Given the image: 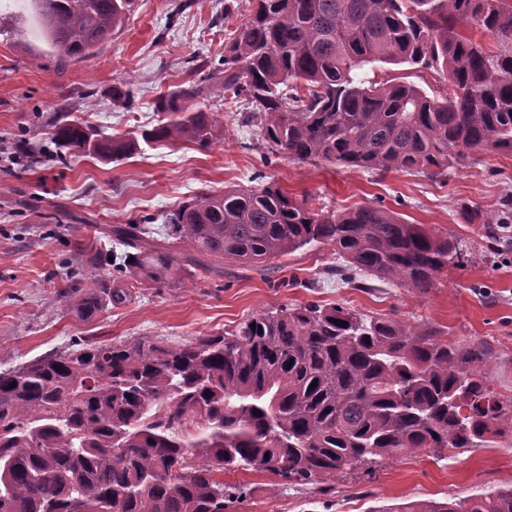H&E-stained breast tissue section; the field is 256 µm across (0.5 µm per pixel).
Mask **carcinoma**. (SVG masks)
Masks as SVG:
<instances>
[{"instance_id": "cac0c4a2", "label": "carcinoma", "mask_w": 512, "mask_h": 512, "mask_svg": "<svg viewBox=\"0 0 512 512\" xmlns=\"http://www.w3.org/2000/svg\"><path fill=\"white\" fill-rule=\"evenodd\" d=\"M132 0H34L63 60L98 54ZM224 44V67L194 65L198 80L155 102L169 119L140 136L93 138L58 117L57 150L110 162L139 142L212 145L219 116L191 110L204 85L247 101L242 121L300 162L352 171L413 170L431 178L479 150L512 155V0H251ZM475 22L497 39L471 38ZM375 63L432 70L443 89L365 77ZM490 238L512 224V196L484 219ZM112 226L120 276L173 285V272L209 258L259 263L322 245L331 272L394 281L418 293L458 265L449 230L409 224L375 205L331 213L263 186L201 192L164 224ZM85 279L59 299L85 318L127 293L86 260ZM341 320L339 326L334 320ZM492 352L443 343L432 331L341 305L263 311L232 331L170 345L84 341L0 371V512H228L249 490L225 470L270 473L294 487L423 449L472 448L512 430V402L492 393ZM14 388H9L10 384ZM392 512H512V489Z\"/></svg>"}]
</instances>
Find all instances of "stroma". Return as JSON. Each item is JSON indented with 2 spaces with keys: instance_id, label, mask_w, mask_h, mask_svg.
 Here are the masks:
<instances>
[{
  "instance_id": "obj_1",
  "label": "stroma",
  "mask_w": 512,
  "mask_h": 512,
  "mask_svg": "<svg viewBox=\"0 0 512 512\" xmlns=\"http://www.w3.org/2000/svg\"><path fill=\"white\" fill-rule=\"evenodd\" d=\"M133 0L124 23L93 58L63 62L44 38L30 0H0V151L16 141L49 145V123L69 113L103 136L139 133L157 125L160 94L188 86L193 62L220 65L224 44L248 15L249 0ZM125 95L116 100L114 87ZM220 121L205 151L188 143L141 145L132 157L104 163L90 156L36 166L0 168V371L45 353L95 339L154 336L178 344L234 329L263 311L310 302L340 304L435 331L451 343H484L493 351L489 386L512 399V246L468 223L461 204L486 215L512 193V156L480 151L459 160L438 180L411 171L380 175L301 163L271 153L259 130L244 125L246 107L211 83L194 102ZM272 183L313 208L342 212L371 204L411 224L453 231L461 264L428 292L365 277L354 286L327 273L329 249L303 250L264 262H225L220 274L184 268L180 284L122 279L130 298L104 304L93 318L63 305L65 267L94 253L111 276L116 246L105 227L142 218L160 228L179 202L201 191ZM250 493L232 512H383L409 501H444L512 487V438L437 460L431 450L383 460L337 477L329 494L312 497L255 472H225Z\"/></svg>"
}]
</instances>
